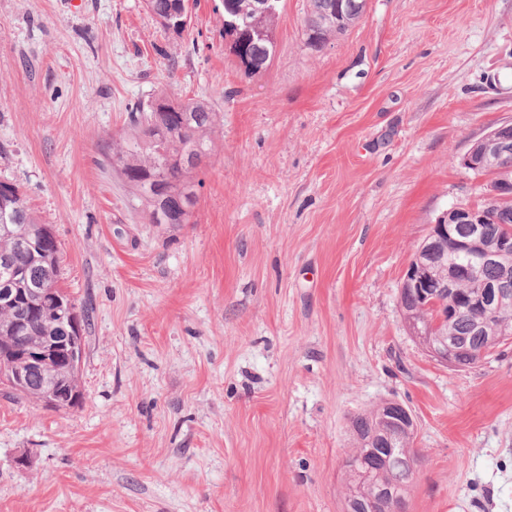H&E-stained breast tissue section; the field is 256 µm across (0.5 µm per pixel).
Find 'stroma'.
<instances>
[{"instance_id":"stroma-1","label":"stroma","mask_w":512,"mask_h":512,"mask_svg":"<svg viewBox=\"0 0 512 512\" xmlns=\"http://www.w3.org/2000/svg\"><path fill=\"white\" fill-rule=\"evenodd\" d=\"M82 4L0 0V182L92 308L76 407L0 384V512H344L349 422L387 399L417 425L406 512H512V341L456 370L399 306L430 225L485 199L460 159L512 119V0H366L319 52L282 0L256 74L222 0L180 35ZM162 92L222 116L187 224L103 165Z\"/></svg>"}]
</instances>
